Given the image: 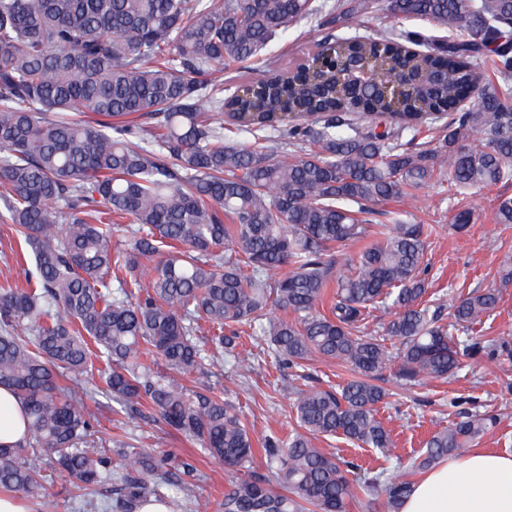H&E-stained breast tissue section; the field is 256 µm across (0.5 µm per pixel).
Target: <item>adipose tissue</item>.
Wrapping results in <instances>:
<instances>
[{
    "mask_svg": "<svg viewBox=\"0 0 512 512\" xmlns=\"http://www.w3.org/2000/svg\"><path fill=\"white\" fill-rule=\"evenodd\" d=\"M24 437V406L1 386L0 445ZM400 512H512V454L476 450L448 458L414 483Z\"/></svg>",
    "mask_w": 512,
    "mask_h": 512,
    "instance_id": "1",
    "label": "adipose tissue"
}]
</instances>
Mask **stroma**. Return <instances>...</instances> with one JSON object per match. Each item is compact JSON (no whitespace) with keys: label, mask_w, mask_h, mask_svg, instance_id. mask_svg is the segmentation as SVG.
Returning a JSON list of instances; mask_svg holds the SVG:
<instances>
[{"label":"stroma","mask_w":512,"mask_h":512,"mask_svg":"<svg viewBox=\"0 0 512 512\" xmlns=\"http://www.w3.org/2000/svg\"><path fill=\"white\" fill-rule=\"evenodd\" d=\"M506 197L512 198V182L458 195L441 194L428 186L419 191L416 202L392 200L382 209L407 223L434 228L425 254L430 269L427 305L446 314L452 302L472 289L501 288L497 309L484 318L476 332L483 339L512 345V285L501 284V258L504 252H512V224L496 221L497 203ZM461 207L470 209L473 218L466 231L459 233L452 228V218ZM31 267L32 260L13 225L0 223V285L24 283ZM198 343L209 355L210 367L194 374L197 388L211 389L239 405L244 424L257 436L272 432L284 438L295 429V387L336 385L352 374L349 366L314 361L298 378L293 370L276 369L267 347L244 342L232 359L215 349L208 333H200ZM382 385L388 397L379 404L377 416L391 434L392 446L387 452L354 445L340 435L318 439V447L356 460L367 474L389 475L398 465L408 464L435 431L458 421L461 413L480 411L494 414L497 422L476 438L475 447L512 454V356L464 357L448 379H426L414 385L405 384L391 369L384 373ZM117 439L160 456L193 460L199 473L198 479L189 483L194 512H217L233 469L169 428L158 411L136 420L121 413L106 414L94 440L110 443ZM30 505L33 512H82L76 480L62 473L55 474L42 496Z\"/></svg>","instance_id":"obj_1"}]
</instances>
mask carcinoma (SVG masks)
Here are the masks:
<instances>
[{"label": "carcinoma", "instance_id": "1", "mask_svg": "<svg viewBox=\"0 0 512 512\" xmlns=\"http://www.w3.org/2000/svg\"><path fill=\"white\" fill-rule=\"evenodd\" d=\"M390 16L450 36L340 33L353 17ZM302 24L321 39L251 78L246 63ZM484 63L496 80L482 79ZM216 70L233 74L232 86L212 82ZM443 117L448 134L415 143ZM226 123L253 141L224 142ZM509 181L512 0H0V221L23 237L37 284L0 288V386L27 422L22 442L0 446V488L40 494L35 460L46 455L80 482L91 512L113 466L121 512H190L191 499L156 476L170 465L192 476L193 460L117 441L114 462L87 446L112 406L90 410L79 379L103 361L105 397L128 418L157 410L236 470L218 512H349L360 495H383L397 512L407 477L355 484L361 466L315 440L391 447L376 381L394 363L409 383L446 378L460 358L494 346L457 332L481 323L500 291L472 290L442 323L422 306L429 227L383 232L377 206L414 201L428 184ZM124 220L127 243H114L112 225ZM375 235L341 269L335 249ZM270 305L292 319L271 317ZM377 309L390 315L384 335L402 340L396 355L366 332ZM201 319L226 349L249 331L284 365L336 362L354 376L338 391L295 389L301 431L257 440L235 405L184 383L205 360ZM158 358L162 374L151 367ZM61 374L72 386L60 388ZM494 422L475 412L435 432L409 469L465 454ZM257 441L280 492L250 470Z\"/></svg>", "mask_w": 512, "mask_h": 512}]
</instances>
